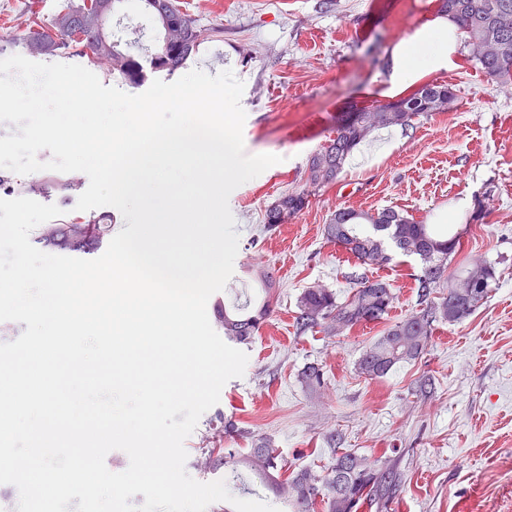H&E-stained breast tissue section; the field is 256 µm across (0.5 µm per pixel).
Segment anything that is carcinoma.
<instances>
[{
	"label": "carcinoma",
	"instance_id": "1",
	"mask_svg": "<svg viewBox=\"0 0 512 512\" xmlns=\"http://www.w3.org/2000/svg\"><path fill=\"white\" fill-rule=\"evenodd\" d=\"M122 0H66L50 21L32 20L22 34L0 37V54L19 47L31 57L54 56L69 49L87 58L132 87L144 83L147 71L174 74L194 56L200 45L224 34L220 27H204L183 12L178 0H134L159 26L158 42L163 48L152 49L147 60L121 48L111 30L116 4ZM440 11L451 17L464 36L469 56L485 76L501 86H512V0H439ZM457 100L455 90L440 83L426 84L411 95L399 99L412 103L407 112H396L392 101L353 106L336 125V135L306 162L303 185L281 195L265 213V224L273 228L285 223L284 216L298 214L308 197L333 184L339 178L352 151L373 132L397 127L414 128L416 121L434 112L452 110L441 106V99ZM82 177L66 181L40 173L19 185L25 195L57 198L72 202ZM105 216H89L68 224H45L37 243L71 253L94 250L110 232ZM326 238L343 248L363 265L391 260L388 247L405 255L419 257L422 267L416 275L423 307L411 316L390 325L360 356L358 372L370 380L386 377L395 367L418 359L434 323L459 322L467 318L488 294L496 278L490 262L475 263L456 275L457 288L439 291L448 261L461 246L460 237L449 235L447 224H422L393 207L377 212L338 208L324 227ZM258 296L252 307L224 308L219 314V328L230 341L247 343L260 324L273 312L279 300L278 283L269 269L252 275ZM396 299L393 288L382 280L360 278L359 287L344 300L336 292L319 284L311 285L297 299V325L302 331L322 327L329 335L353 329L357 325L387 320ZM204 468L220 465L246 472L262 482L275 499L288 504L289 512H381L393 500L400 474L391 464H374L357 451L333 450L332 463L322 473L303 466L289 475L282 474L278 454L263 442L245 454L228 451L224 458L207 456Z\"/></svg>",
	"mask_w": 512,
	"mask_h": 512
}]
</instances>
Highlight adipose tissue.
<instances>
[{
	"instance_id": "obj_1",
	"label": "adipose tissue",
	"mask_w": 512,
	"mask_h": 512,
	"mask_svg": "<svg viewBox=\"0 0 512 512\" xmlns=\"http://www.w3.org/2000/svg\"><path fill=\"white\" fill-rule=\"evenodd\" d=\"M460 39L456 23L446 15L422 24L395 46L392 71L380 91L381 96L397 98L430 73L453 69Z\"/></svg>"
}]
</instances>
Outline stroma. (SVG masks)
Instances as JSON below:
<instances>
[{"label": "stroma", "instance_id": "35a3bbf8", "mask_svg": "<svg viewBox=\"0 0 512 512\" xmlns=\"http://www.w3.org/2000/svg\"><path fill=\"white\" fill-rule=\"evenodd\" d=\"M62 0H0V36L20 34L29 18L50 19ZM204 26L224 29L204 43L186 70H232L243 81L247 154L281 156L237 187L229 207L239 235L234 273L221 296L226 306L252 303V267L272 268L280 281L274 313L244 345L248 364L229 380L218 404L186 439L187 473L225 481L233 496L273 503L251 477L199 466L219 448L246 451L271 442L293 467L330 465L332 451L351 448L370 461L395 464L400 490L386 512H512V87L488 81L459 49L452 70L430 74L452 85L453 111L421 119L410 131L374 132L361 163L346 162L338 182L310 197L288 223L266 228L263 215L298 187L308 156L334 137L352 104L376 102L395 45L439 13V0H180ZM112 29L131 54L146 57L157 25L122 8ZM470 209L457 230L461 249L449 274L495 263L487 297L458 323H435L424 353L387 377L356 370L380 324L329 336L296 328L297 298L312 283L346 296L352 273L391 284L389 322L419 310L414 257L393 252L387 263L360 265L330 242L324 226L340 207H392L433 223L460 198ZM318 365L321 385L306 386L302 369Z\"/></svg>", "mask_w": 512, "mask_h": 512}]
</instances>
